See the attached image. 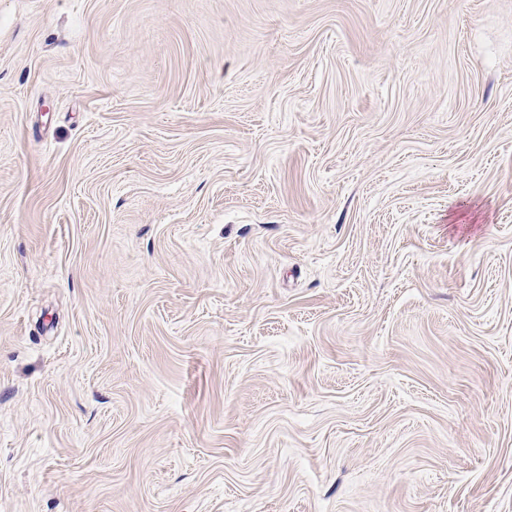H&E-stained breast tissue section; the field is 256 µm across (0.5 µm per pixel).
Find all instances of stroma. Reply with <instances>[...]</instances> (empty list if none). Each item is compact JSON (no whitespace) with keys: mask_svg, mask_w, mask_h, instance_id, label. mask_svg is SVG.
I'll list each match as a JSON object with an SVG mask.
<instances>
[{"mask_svg":"<svg viewBox=\"0 0 512 512\" xmlns=\"http://www.w3.org/2000/svg\"><path fill=\"white\" fill-rule=\"evenodd\" d=\"M0 512H512V0H0Z\"/></svg>","mask_w":512,"mask_h":512,"instance_id":"stroma-1","label":"stroma"}]
</instances>
